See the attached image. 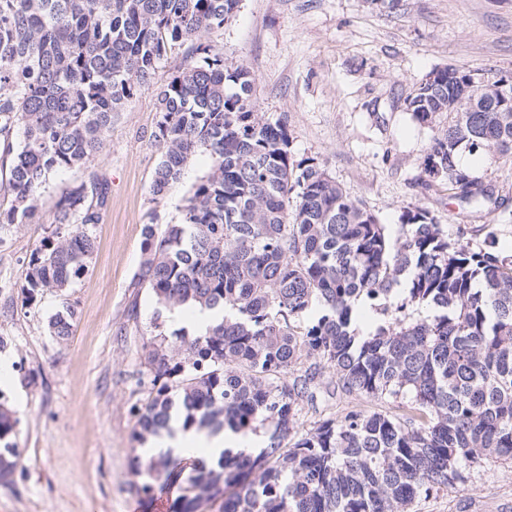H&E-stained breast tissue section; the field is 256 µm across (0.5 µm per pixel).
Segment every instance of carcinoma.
<instances>
[{"label":"carcinoma","instance_id":"carcinoma-1","mask_svg":"<svg viewBox=\"0 0 512 512\" xmlns=\"http://www.w3.org/2000/svg\"><path fill=\"white\" fill-rule=\"evenodd\" d=\"M240 2L0 0V193L12 196L0 224L30 218L52 174L90 166L135 87L189 46L156 95L154 199L198 150L212 166L179 223L143 231L136 286L158 308L133 435H160L175 411L210 433H271L255 455H137L142 489L179 486L177 512L218 501L222 512H410L470 468L512 460V259L492 240L474 249L448 237L422 207L404 210L394 240L315 159L296 158L286 118L256 110L250 71L204 39ZM499 82L487 81L478 112L454 111L458 83L446 68L405 101L423 128L448 114L423 173L473 212L497 200L458 152L512 156V83L501 95ZM106 202L96 173L61 197L55 228L29 257L25 302L64 299L89 271ZM363 302L381 315L367 334ZM189 304L224 318L166 333L164 313ZM423 307L428 315L411 317ZM76 318L64 301L49 320L57 342ZM338 393L409 405L401 416L352 407L299 430L306 408ZM18 424L0 404V480L19 457Z\"/></svg>","mask_w":512,"mask_h":512}]
</instances>
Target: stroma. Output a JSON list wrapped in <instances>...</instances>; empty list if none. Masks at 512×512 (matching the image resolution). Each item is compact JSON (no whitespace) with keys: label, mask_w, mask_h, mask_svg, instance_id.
<instances>
[{"label":"stroma","mask_w":512,"mask_h":512,"mask_svg":"<svg viewBox=\"0 0 512 512\" xmlns=\"http://www.w3.org/2000/svg\"><path fill=\"white\" fill-rule=\"evenodd\" d=\"M213 39L226 64L250 70L257 110L287 117L295 155L316 159L391 237L399 235L403 211L420 206L449 237L474 247L492 237L512 256V157L475 162L503 204L471 213L449 201L445 186H425L432 132L405 110L432 70L512 74V0H241ZM179 64L168 58L151 83L137 87L90 169L53 175L33 218L0 227V339L12 361L0 403L20 420V459L0 481V512H172L174 495L146 496L131 460L156 308L151 293L134 285L142 230L180 222L186 197L211 165L207 153H197L153 202L156 94ZM92 171L107 183L108 201L93 228L90 268L68 292L77 320L61 344L48 321L63 301L45 294L28 304L21 287L58 200ZM411 512H512V461L473 468L467 483L416 500Z\"/></svg>","instance_id":"stroma-1"}]
</instances>
